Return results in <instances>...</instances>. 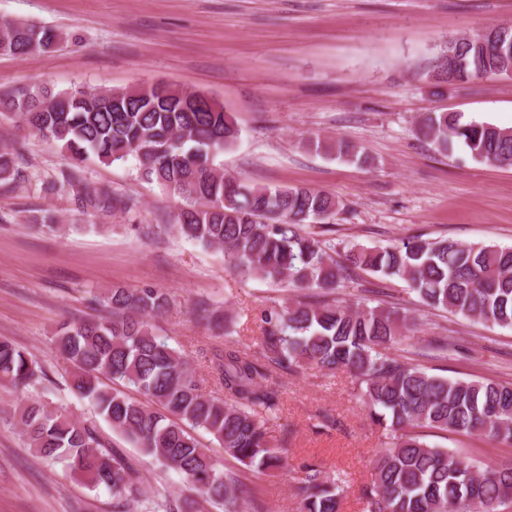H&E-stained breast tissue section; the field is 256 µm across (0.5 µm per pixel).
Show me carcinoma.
<instances>
[{"label": "carcinoma", "instance_id": "carcinoma-1", "mask_svg": "<svg viewBox=\"0 0 512 512\" xmlns=\"http://www.w3.org/2000/svg\"><path fill=\"white\" fill-rule=\"evenodd\" d=\"M64 39L53 27L0 19V52L17 57L51 51ZM467 67L444 61L439 83L494 77L512 64L509 44L487 48L481 34L462 38ZM117 91L83 88L53 93L40 88L0 100L29 129L69 154L74 165L93 156L101 164L134 157L142 174L186 201L172 228L183 238L224 250L238 275L293 290L297 295L264 319L259 342L243 345L235 324L219 320L200 299L194 311L224 330L213 349L206 393L202 379L149 319L173 301L163 288L114 287L103 297L112 316L63 325L53 337L74 366L70 387L90 400L112 432L145 457L176 472L198 498L221 512H244L238 480L228 478L210 449L193 435L201 430L224 455L253 471L284 468L287 449L269 439L279 420L273 374L309 366L349 371L384 441L373 461L374 480L363 492L364 512H503L512 506V461L472 464L452 449L428 442L429 430L512 440V383L451 379L415 362L446 361L458 353L446 336L421 340L413 317L391 308H367L327 299L354 268L404 281L417 301L463 319L512 328V246L461 244L411 235L384 245L343 246L324 237L337 214L330 195L306 187L247 185L224 176L212 158L238 138L233 119L201 92L165 86ZM418 134L441 153L458 143L479 161L512 166V129L465 119L460 112H429ZM15 180L13 154L0 150V189ZM90 201L126 212L131 197L90 188L75 172ZM319 223L312 230L311 223ZM46 376L28 352L0 337V387L16 391ZM133 390L146 398L127 394ZM18 424L28 445L58 462L92 489L112 493V512H183L167 488L147 489L137 464L91 422L64 416L49 402L27 400ZM345 478L316 464L302 466L299 512H340Z\"/></svg>", "mask_w": 512, "mask_h": 512}]
</instances>
